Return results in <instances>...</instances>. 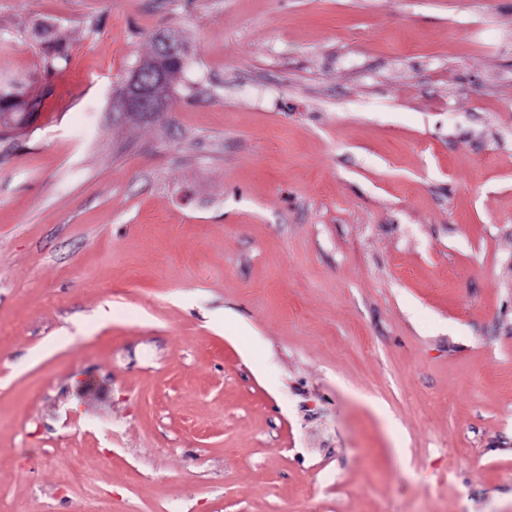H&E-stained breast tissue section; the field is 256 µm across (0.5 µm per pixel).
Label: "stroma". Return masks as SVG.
I'll return each mask as SVG.
<instances>
[{"instance_id":"stroma-1","label":"stroma","mask_w":512,"mask_h":512,"mask_svg":"<svg viewBox=\"0 0 512 512\" xmlns=\"http://www.w3.org/2000/svg\"><path fill=\"white\" fill-rule=\"evenodd\" d=\"M8 81L0 512H512V0H0ZM157 48L159 55L167 60H179L182 56L180 45L172 38L160 37ZM159 55L155 43L152 52L141 61L137 68L143 72H154L157 69L166 70L171 75L170 86H172L182 67L162 59ZM124 96H117L113 100V109L116 112H140L143 115L160 116L167 112L169 97L167 93V82L163 76L158 74L149 81H144L136 76L128 83ZM6 97L11 98L12 103L6 107L0 106V125L6 128L26 125L32 114V112H25L27 110L26 102L17 93L1 92L0 99Z\"/></svg>"}]
</instances>
